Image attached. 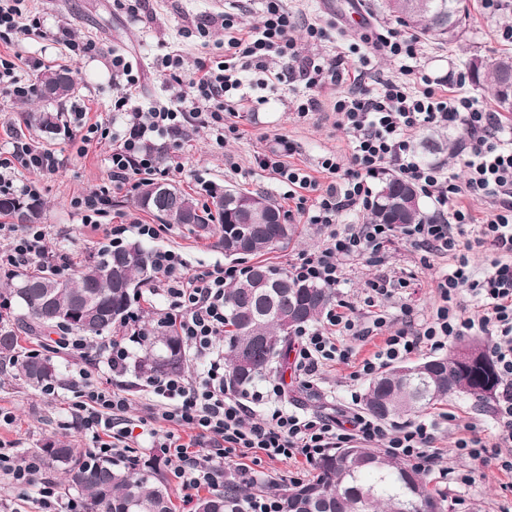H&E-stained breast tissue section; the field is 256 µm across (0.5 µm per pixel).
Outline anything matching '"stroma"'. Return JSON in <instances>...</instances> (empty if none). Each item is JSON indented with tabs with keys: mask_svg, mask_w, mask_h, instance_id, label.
<instances>
[{
	"mask_svg": "<svg viewBox=\"0 0 512 512\" xmlns=\"http://www.w3.org/2000/svg\"><path fill=\"white\" fill-rule=\"evenodd\" d=\"M377 2L359 0L365 19L359 29L345 22V0H301L299 8L303 13L320 15L324 22L334 25L336 33L355 40L361 31L392 23V16L382 13ZM468 7L469 15L457 42L426 43L423 62L432 76L447 77L449 72L465 68L467 60L474 56L490 59L504 52L512 53V44L502 43L497 36L502 27L512 26V16H505L501 11L485 13L481 0H468ZM260 9L259 0H141L134 13L129 10V0H24V17L40 18L43 32L0 41V58L13 63L16 74L24 82L36 81L37 72L29 68L30 61L36 58L42 59L48 68H69L74 86L62 100L20 101L9 93H0V143L5 141V132L10 129L56 152L60 162L58 172L39 182V221L46 225L53 248L67 255V276H75L96 255L107 241L108 229L122 227L120 239L127 243L139 239L136 225L155 222L154 216L136 207L134 190L112 191L110 144L93 141L82 145L80 135L69 123L71 112L80 106L88 108L89 120L120 121V114L112 110L117 97L112 85L113 51L124 52L137 60L144 76L135 103L148 108L168 102L172 94L164 76L151 67L154 57L177 50L191 59L205 51H216L224 42L220 14L235 13L238 21L251 25L257 21ZM204 21L209 24V33L203 37L198 27ZM63 24L70 26L77 41L86 44V52L73 53L55 39L58 26ZM244 81L252 96L265 97L266 102L257 111L241 113L236 120L239 135L229 136L220 146L199 119L188 118L180 142L157 140L159 165L168 171L167 182L184 190L201 206H211L213 194L236 186L264 194L284 210L289 205L288 187L275 179L273 173L257 167L254 160L257 152L272 144L275 137H284L297 148L292 163L314 175L323 155L346 151L347 143L336 131L331 113L304 119L289 112L287 85L263 89L257 86L252 74L245 75ZM31 108L59 113L57 133L48 134L26 126L22 115ZM105 187L111 191L107 212L99 217L98 227L86 226L75 203ZM323 239L316 226L299 224L296 240L268 254L267 261L277 270H289L303 253L320 246ZM142 242L152 251L172 249L181 253L191 272L215 263L239 268L252 263L248 256L239 260L227 258L213 239L177 226L161 225L157 238ZM451 262V257L439 256L431 258L429 264H422L419 254L407 242L398 240L390 245L384 264L377 265L363 257L347 265L346 283L336 291L335 297L353 306L362 323L367 324L371 316L364 300L369 281L384 275L394 280L406 279L407 287L385 301L381 313L388 330L416 328L429 318L437 298L435 279ZM21 346L23 351L36 349L52 357L63 373L64 382L56 386L55 396L49 397L24 384L11 363H0V410L13 417L12 422L0 424V445L18 458H28L30 449L54 438L71 440L79 448L90 447L79 421L73 420L69 413L72 382L85 368L90 371L91 384L128 397L131 420L146 416L152 397L146 391L145 379L128 370L113 374L96 348H89L93 361L88 364L42 342L25 338ZM352 371V365L326 363L311 386L306 387L299 380L294 361H287L278 375L285 389L283 402L293 410L333 417L359 410L358 398L363 395L367 382L352 379ZM492 405L489 398L454 394L444 404L422 412L423 417L436 420L433 445L444 453L437 469L427 472L426 477L433 488L446 496L450 512H502L512 505V475L501 471L496 463L456 458L447 453L453 442L470 430L483 440L494 439ZM241 462L254 472L253 486L259 492L264 487L280 484L283 479L307 475L305 464L272 460L252 450L247 451ZM445 467L468 474L470 483L461 485L443 476L441 470Z\"/></svg>",
	"mask_w": 512,
	"mask_h": 512,
	"instance_id": "1",
	"label": "stroma"
}]
</instances>
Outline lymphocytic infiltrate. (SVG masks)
Here are the masks:
<instances>
[{"instance_id":"f902f5d3","label":"lymphocytic infiltrate","mask_w":512,"mask_h":512,"mask_svg":"<svg viewBox=\"0 0 512 512\" xmlns=\"http://www.w3.org/2000/svg\"><path fill=\"white\" fill-rule=\"evenodd\" d=\"M224 52L185 60L168 53L156 62L169 76L180 109L169 107L143 110L132 105L140 77L125 56L112 58V84L119 91L114 103L122 112L120 129L112 131L102 122L90 124L83 143L93 135L111 141L112 188L131 185L136 176L155 175L159 167L147 146L154 140H179L185 112L202 117L217 133H236V125L225 116H236L245 99L242 73L263 74L265 83L286 81L303 86L290 109L297 117L331 109L336 127L346 137L351 153H330L320 162L326 182L292 164L295 147L278 139L270 150L257 153L258 167L271 171L288 185V197L297 214L324 234L322 246L292 264L289 273L303 282L339 288L348 261L368 257L383 262L387 248L404 239L415 251L427 255L453 254L454 266L437 282L440 303L429 320L415 331L400 329L386 336L373 356L363 359L353 379L374 376L387 363L403 359L426 347L444 349L452 340L472 333L488 336L487 353L500 373V389L493 412L497 428L493 442L480 438H458L453 453L483 462H496L512 473V142L498 135L496 113L471 94L466 72L442 80L425 72L421 65L422 45L415 35L398 27L376 32L371 53L358 44L336 42L330 26L317 21L298 27L295 13L283 0H265L259 20L251 26L224 16ZM304 29L297 40L296 29ZM330 43L332 53L303 54V46ZM399 63V73L388 76L371 60L372 54ZM188 80H181V73ZM452 128L464 135L459 151L464 178L445 172L437 165L421 164L413 139L423 128ZM35 177L55 174L59 159L39 143L17 136L0 151V194L22 193L35 199L39 191L33 181L17 184L19 170ZM395 171L430 199L434 211L419 224H349L337 229L336 220L346 211L365 212L374 200L373 179ZM487 203L483 219H476L462 204L463 199ZM490 249L492 257L483 275H475L468 257L473 248ZM41 264L61 272L68 268L66 255L53 250L43 225L0 224V269ZM153 272L158 289L166 297V320L174 324L201 366L194 378L166 375L149 379L151 395L158 399L162 417L176 424V431L155 436L173 474L183 489L217 488L223 485L226 459L239 449L261 450L272 460L316 461L327 449L345 447L353 439L382 444L391 457L419 470H432L438 460L431 442L435 422L418 421L388 431L377 419L361 414L346 421L318 414L299 413L281 406V384L269 382L265 390L230 393L224 387V353L218 344L224 333V290L240 272L216 265L187 272L184 260L174 250L153 255ZM476 302L474 313L458 312L454 302L460 293ZM386 325L376 317L372 327H363L352 308L344 302L329 307L318 326L301 330L295 351L296 367L303 380H310L327 361H349L350 348L340 336H370ZM71 412L89 435L97 457L122 456L135 439L136 425L126 417L125 396L93 387L88 372ZM267 405L256 415L254 404ZM194 433L182 442L179 428ZM19 489H38L42 512H82L80 501L63 500L58 489L42 477L41 464L22 460L0 448V481Z\"/></svg>"}]
</instances>
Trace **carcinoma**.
Returning <instances> with one entry per match:
<instances>
[{"instance_id":"obj_1","label":"carcinoma","mask_w":512,"mask_h":512,"mask_svg":"<svg viewBox=\"0 0 512 512\" xmlns=\"http://www.w3.org/2000/svg\"><path fill=\"white\" fill-rule=\"evenodd\" d=\"M424 8L415 15H396V19L419 37L450 43L448 15L463 21L467 9L463 0H423ZM471 82L488 89L503 112H512V54H503L490 62L471 58L468 62ZM73 88L71 71L48 69L39 78L43 98L62 99ZM26 122L46 133L58 128V114L33 111ZM421 147L428 157L451 158L456 144L448 136L433 132L423 138ZM162 189L176 196V207L162 206L154 193ZM255 196L234 186L213 196L215 212L201 211L194 200L177 186L147 180L137 187L136 203L143 210L161 217L163 223L187 226L204 237L218 236L217 245L237 230L252 236L251 254L263 256L289 243L297 234V225L281 218V211L270 204L272 219L254 223L240 208V201ZM40 204H24L16 197L0 196V215H9L32 223L39 218ZM426 217L420 194L398 177L386 179L375 195L369 220L376 224H414ZM122 260L123 278L133 286L152 272V254L139 242L112 248L84 264L75 277H63L40 268L15 274L6 283L8 296L0 300V359L14 360L27 384L41 390L58 383L60 372L51 358L40 354L16 355L19 336L9 312L10 304L22 311L20 317L28 331L52 333L63 328L94 341L117 322L132 318L134 294L116 287L106 271ZM265 273L271 285L249 286L256 271ZM331 289L318 283L293 279L263 262L252 266L249 276L233 283L224 293V359L229 383L245 388L272 371L273 364L286 363L288 347L297 327L313 323L333 301ZM80 302L92 304L102 316L70 317L62 323L47 324V307L73 311ZM297 308L306 312L300 322L288 321ZM279 338L275 353L259 350L247 370L239 365L241 345L268 338ZM140 353L134 357L133 372L145 378L182 373L185 370L186 342L173 325L152 324L139 337ZM430 374L405 378L393 367L372 379L362 405L373 416L391 420L418 413L446 399L450 393H466L482 398L492 394L500 377L490 357L479 346L470 359L457 358V350L447 356L428 360ZM332 448L316 463V476L281 490L283 512H427V507L443 502V495L429 486L422 474L399 461L366 448L357 449L343 463ZM36 454L63 475L64 489L78 493L84 512H176L165 476L160 468L136 470L131 460L95 457L88 448H77L66 440L49 439ZM248 490L228 482L219 491L197 499L195 512H240Z\"/></svg>"}]
</instances>
